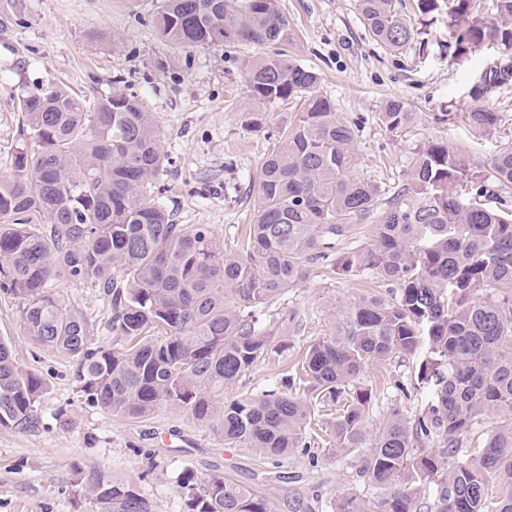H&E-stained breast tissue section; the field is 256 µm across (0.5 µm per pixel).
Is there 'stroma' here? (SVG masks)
Instances as JSON below:
<instances>
[{
    "mask_svg": "<svg viewBox=\"0 0 512 512\" xmlns=\"http://www.w3.org/2000/svg\"><path fill=\"white\" fill-rule=\"evenodd\" d=\"M164 0H23L21 16L0 23V172L9 170L17 144L21 83L68 82L93 98L124 79L152 112L168 161L159 177L162 200L176 224H207L225 245L241 240L253 220L263 160L282 131L299 119L294 105L269 106L265 131H250V102L240 63L259 55L252 45L177 48L155 21ZM297 38L291 60L313 69L318 90L355 131L356 173L381 187L406 182L416 152L443 142L490 159L512 139V111L484 132L458 120L473 79L497 61L494 50L460 52L448 18V0L412 21L422 45L398 54L369 34L357 0H278ZM399 98L415 111L412 124L392 136L378 119L385 102ZM373 276H308L270 305L260 321L271 334L266 360L224 390L228 400L273 389L307 345L330 336L339 309L375 288ZM93 335L119 350L107 325L98 288L66 281L60 288ZM20 298L0 291V338L9 341L23 370L39 375L45 391L28 427L0 429V512H98L76 484L79 471L98 469L128 483L152 512H187L178 481L224 478L255 490L271 512H331L337 496H357L378 512L381 494L357 476L360 453L332 454L328 443L294 449L275 461L259 448L225 444L214 427L190 411L159 408L131 418L102 409L82 393L76 366L26 336ZM418 358L367 366L372 390L367 426L376 429L392 409L414 417L428 393L417 380Z\"/></svg>",
    "mask_w": 512,
    "mask_h": 512,
    "instance_id": "1",
    "label": "stroma"
}]
</instances>
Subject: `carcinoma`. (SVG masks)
Wrapping results in <instances>:
<instances>
[{"mask_svg":"<svg viewBox=\"0 0 512 512\" xmlns=\"http://www.w3.org/2000/svg\"><path fill=\"white\" fill-rule=\"evenodd\" d=\"M470 2L451 8L463 25L459 50L512 51V0H494L496 24L465 21ZM358 10L388 51L417 41L393 0H358ZM156 24L178 46L277 47L242 63L255 105L246 124L261 132L265 107L294 100L299 122L263 162L246 248L232 252L207 224L172 223L156 194L166 154L137 97L115 89L91 101L49 80L19 87L20 144L0 174V290L23 300L27 335L74 360L81 391L105 410H188L227 443L272 457L308 447L318 402L329 408L323 423L336 453L368 449L358 474L382 492L380 512H421L428 484L427 512H512V210L498 195L512 186V141L487 162L431 142L408 182L385 191L353 174L355 131L317 90L318 74L278 49L294 40L278 0H165ZM510 76L496 67L476 76L462 119L479 130L500 125L486 97ZM413 119L399 98L379 113L394 136ZM368 221L372 243L330 258L331 241ZM318 265L342 278L370 274L389 297L363 295L341 310L333 334L313 341L277 390L224 399V387L268 355L256 312ZM65 280L102 289L125 350L94 341L57 291ZM420 352L427 407L411 420L396 408L367 435L364 368ZM43 390L0 340V428L31 423ZM487 416L496 426L485 433ZM76 485L100 512H151L99 470ZM179 488L188 512H270L262 496L219 477L189 471ZM333 512L367 507L343 495Z\"/></svg>","mask_w":512,"mask_h":512,"instance_id":"obj_1","label":"carcinoma"}]
</instances>
